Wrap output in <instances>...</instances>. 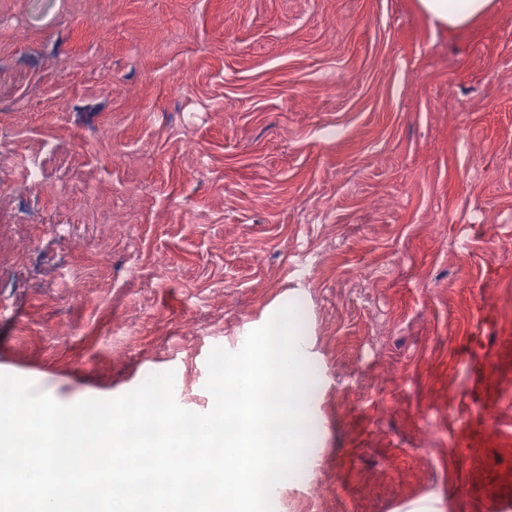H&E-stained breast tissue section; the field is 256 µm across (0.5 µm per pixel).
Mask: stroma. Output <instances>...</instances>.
<instances>
[{"label":"stroma","instance_id":"stroma-1","mask_svg":"<svg viewBox=\"0 0 512 512\" xmlns=\"http://www.w3.org/2000/svg\"><path fill=\"white\" fill-rule=\"evenodd\" d=\"M510 84L512 0H0V373L72 405L171 370L205 413L212 349L292 303L316 431L274 512H503ZM419 9L448 30L467 26L485 14L492 0H417Z\"/></svg>","mask_w":512,"mask_h":512}]
</instances>
